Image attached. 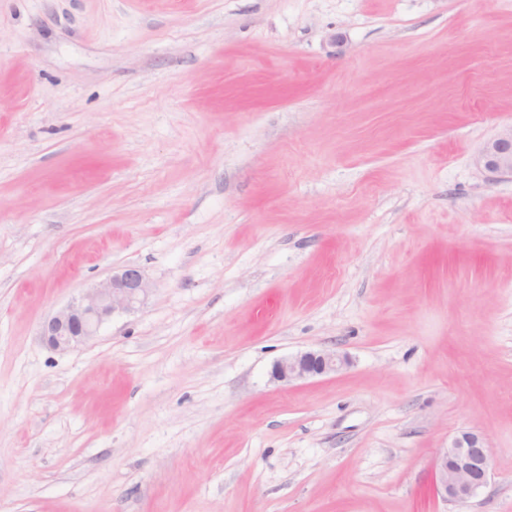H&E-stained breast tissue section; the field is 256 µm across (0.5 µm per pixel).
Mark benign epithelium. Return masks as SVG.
Instances as JSON below:
<instances>
[{
	"mask_svg": "<svg viewBox=\"0 0 512 512\" xmlns=\"http://www.w3.org/2000/svg\"><path fill=\"white\" fill-rule=\"evenodd\" d=\"M476 161L487 172L512 176V125L480 149ZM151 291L142 271L133 265L112 273L78 301L57 311L41 325V337L50 348L67 351L96 336L101 325L117 312L143 303ZM344 360L327 350H309L275 363L273 379L289 383L337 371ZM434 491L445 502L464 504L491 476L489 449L484 438L465 431L439 453L434 464Z\"/></svg>",
	"mask_w": 512,
	"mask_h": 512,
	"instance_id": "7a95c632",
	"label": "benign epithelium"
}]
</instances>
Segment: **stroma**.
Masks as SVG:
<instances>
[{"mask_svg":"<svg viewBox=\"0 0 512 512\" xmlns=\"http://www.w3.org/2000/svg\"><path fill=\"white\" fill-rule=\"evenodd\" d=\"M511 125L512 0H0V512H512ZM476 161L491 174L512 176V125L486 142ZM151 291L142 271L133 265L90 289L77 302L57 311L41 325V337L50 348L67 351L96 336L101 325L117 312H127L145 301ZM343 363L344 360L339 358L335 352L309 350L275 363L272 377L277 381L289 383L336 372ZM434 491L445 502L464 504L486 485L491 476L489 449L484 438L465 431L439 453L434 464Z\"/></svg>","mask_w":512,"mask_h":512,"instance_id":"obj_1","label":"stroma"}]
</instances>
